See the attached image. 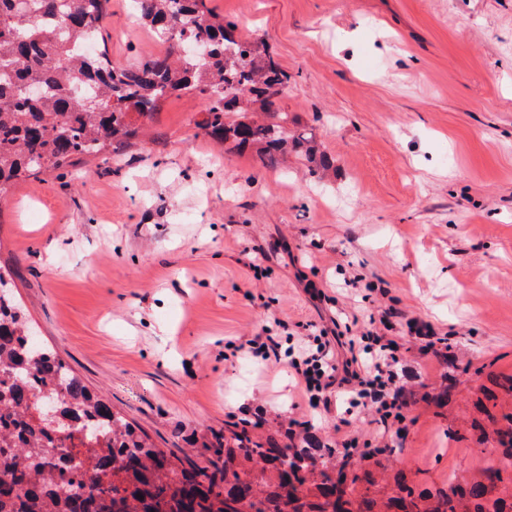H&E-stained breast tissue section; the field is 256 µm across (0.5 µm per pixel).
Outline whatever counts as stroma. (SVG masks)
<instances>
[{"instance_id":"stroma-1","label":"stroma","mask_w":512,"mask_h":512,"mask_svg":"<svg viewBox=\"0 0 512 512\" xmlns=\"http://www.w3.org/2000/svg\"><path fill=\"white\" fill-rule=\"evenodd\" d=\"M290 76L278 105L334 168L280 170L212 140L199 98L162 103L113 153L21 184L0 202V268L37 331L87 387L159 448L213 460V434L335 445L385 435L384 464L417 488L477 471L512 410V0H206ZM113 63L166 51L112 0ZM265 256H258L259 248ZM399 325L406 434L303 402L287 363L231 347L274 319L305 335L380 304Z\"/></svg>"}]
</instances>
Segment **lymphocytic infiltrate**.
Masks as SVG:
<instances>
[{"label": "lymphocytic infiltrate", "mask_w": 512, "mask_h": 512, "mask_svg": "<svg viewBox=\"0 0 512 512\" xmlns=\"http://www.w3.org/2000/svg\"><path fill=\"white\" fill-rule=\"evenodd\" d=\"M404 318L392 306L380 308L370 316L368 328L354 334L351 323L337 329L335 338L326 334L313 336L311 343L298 353L282 356L281 344L273 336H255L247 339L249 353L263 362L287 359L297 381L302 398L315 408L330 409L339 393H348L349 404L369 412L383 427L404 419L408 398L400 381L398 365L400 346L390 333ZM345 343L350 353L345 361H338L333 340Z\"/></svg>", "instance_id": "f902f5d3"}]
</instances>
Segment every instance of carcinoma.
I'll list each match as a JSON object with an SVG mask.
<instances>
[{
	"mask_svg": "<svg viewBox=\"0 0 512 512\" xmlns=\"http://www.w3.org/2000/svg\"><path fill=\"white\" fill-rule=\"evenodd\" d=\"M112 0H0V196L40 175L136 137L176 92L199 97L198 126L276 168L288 154L315 176L333 166L312 136L288 129L276 102L290 76L268 48L218 17L206 0H132L166 53L112 65L103 33ZM48 398L58 416L43 415ZM480 452L491 463L416 490L402 474L379 500L359 458L321 447L216 438L224 463L201 467L155 447L57 353L35 343L0 273V512H512V414ZM142 498H137V495Z\"/></svg>",
	"mask_w": 512,
	"mask_h": 512,
	"instance_id": "carcinoma-1",
	"label": "carcinoma"
}]
</instances>
